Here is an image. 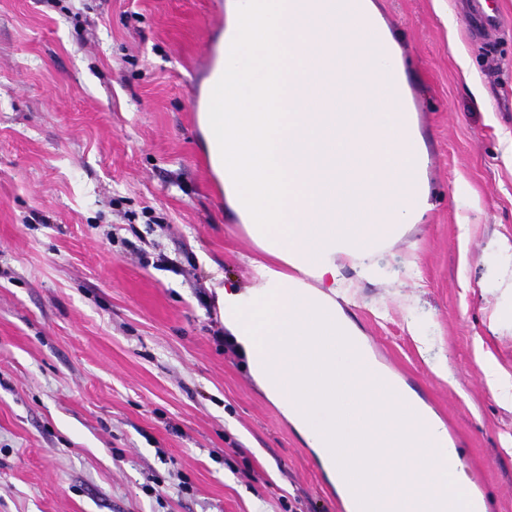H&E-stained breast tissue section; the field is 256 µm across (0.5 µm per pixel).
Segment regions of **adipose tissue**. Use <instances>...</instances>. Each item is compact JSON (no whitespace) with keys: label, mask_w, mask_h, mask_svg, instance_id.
I'll use <instances>...</instances> for the list:
<instances>
[{"label":"adipose tissue","mask_w":512,"mask_h":512,"mask_svg":"<svg viewBox=\"0 0 512 512\" xmlns=\"http://www.w3.org/2000/svg\"><path fill=\"white\" fill-rule=\"evenodd\" d=\"M223 90L200 127L258 281L215 274L225 335L350 512H471L448 430L337 300L430 209L429 155L375 0H227Z\"/></svg>","instance_id":"1"}]
</instances>
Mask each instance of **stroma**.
Returning <instances> with one entry per match:
<instances>
[{"mask_svg": "<svg viewBox=\"0 0 512 512\" xmlns=\"http://www.w3.org/2000/svg\"><path fill=\"white\" fill-rule=\"evenodd\" d=\"M224 2L0 0V512H348L210 287L262 257L192 110ZM376 3L432 208L338 301L512 512V0L493 67L463 0Z\"/></svg>", "mask_w": 512, "mask_h": 512, "instance_id": "1", "label": "stroma"}]
</instances>
